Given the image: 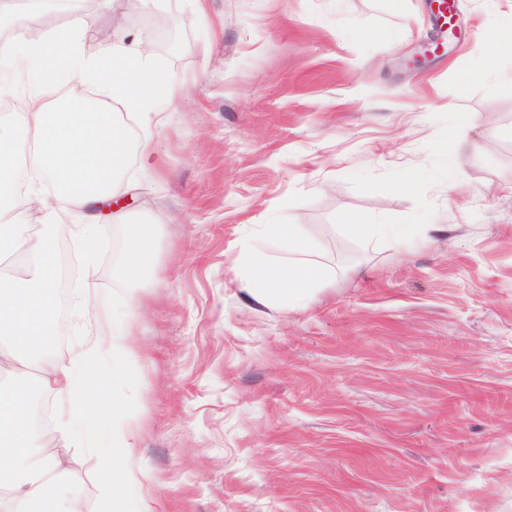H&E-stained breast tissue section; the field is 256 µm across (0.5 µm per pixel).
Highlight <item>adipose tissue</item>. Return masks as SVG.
<instances>
[{"label":"adipose tissue","instance_id":"ef3b65f1","mask_svg":"<svg viewBox=\"0 0 512 512\" xmlns=\"http://www.w3.org/2000/svg\"><path fill=\"white\" fill-rule=\"evenodd\" d=\"M11 31L0 42V65L22 70L26 89L0 84V98L19 107L13 124L0 125V262L17 254H35L25 277L0 284V358L14 368L39 369L37 387L58 402L51 446L29 427L31 392L23 386L0 391V486L20 512H80V493L59 472L58 451L82 444L88 432L102 435L108 446L130 447L133 422L119 412L101 389L95 367L100 359L121 366L135 357L127 338L132 326L113 320L105 298L95 290L96 268L86 263L81 287L72 289L71 304L85 311L84 340L67 361L50 360L56 321L59 275L57 245L50 229L60 217L85 255H92L101 237L93 207L125 167L129 136L101 103L88 101L83 88L98 86L121 99L129 109H144L159 98H171L140 36L115 32L92 44L80 41V14L64 26L32 31L23 14L0 17ZM60 87V95L45 100L43 89ZM40 177L17 194L20 159ZM56 191L46 195L42 181ZM264 232L287 242L288 263L271 264L242 255L248 271L245 291L258 302L303 299L325 279L324 270L310 261L314 248L295 224H267ZM118 268L121 279L139 281L146 268L153 228L131 225Z\"/></svg>","mask_w":512,"mask_h":512}]
</instances>
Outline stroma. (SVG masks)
<instances>
[{"mask_svg":"<svg viewBox=\"0 0 512 512\" xmlns=\"http://www.w3.org/2000/svg\"><path fill=\"white\" fill-rule=\"evenodd\" d=\"M95 4L85 40L142 34L175 96L148 128L112 107L149 158L99 222L122 247L133 224L154 237L135 284L95 252L135 327L134 361L99 377L137 432L109 470L71 450L84 512L128 471L155 512H512V49L472 75L512 0H455L457 36L416 67L428 0ZM352 214L410 240L366 246ZM265 224L317 243L326 278L300 305L242 287L241 253L289 258Z\"/></svg>","mask_w":512,"mask_h":512,"instance_id":"35a3bbf8","label":"stroma"}]
</instances>
